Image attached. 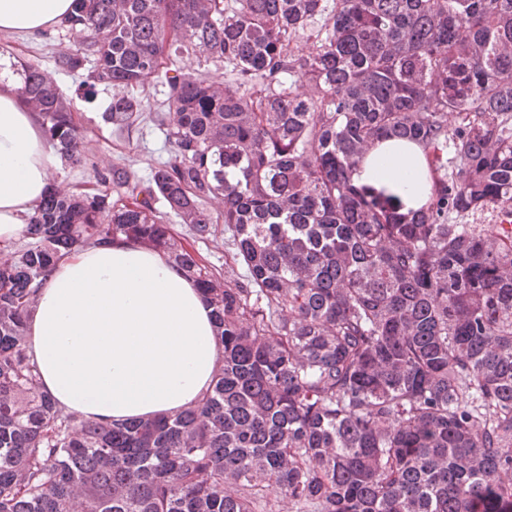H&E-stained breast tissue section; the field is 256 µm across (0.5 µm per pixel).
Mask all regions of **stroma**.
I'll return each mask as SVG.
<instances>
[{
	"instance_id": "obj_1",
	"label": "stroma",
	"mask_w": 512,
	"mask_h": 512,
	"mask_svg": "<svg viewBox=\"0 0 512 512\" xmlns=\"http://www.w3.org/2000/svg\"><path fill=\"white\" fill-rule=\"evenodd\" d=\"M76 47L73 35L55 28L35 37H20L0 32V56L7 64L5 76H15L19 61L38 65L41 72L52 75L55 85L70 104L75 124L82 131L86 153L85 163L66 166L55 162V182L79 186L88 181L93 168L105 169L115 164L126 166L135 179L146 180L152 166L165 157L162 133L148 121L142 122L131 137L118 135L102 114L109 106L114 90L107 84L95 85L89 98L77 96L76 89L88 79V69L67 72L57 68V57L72 52Z\"/></svg>"
}]
</instances>
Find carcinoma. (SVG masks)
Returning <instances> with one entry per match:
<instances>
[{
  "label": "carcinoma",
  "instance_id": "carcinoma-1",
  "mask_svg": "<svg viewBox=\"0 0 512 512\" xmlns=\"http://www.w3.org/2000/svg\"><path fill=\"white\" fill-rule=\"evenodd\" d=\"M63 26L85 38L57 65L94 57L122 134L164 71L167 157L145 181L52 185L0 247V512H279L270 485L288 512H512V0H74ZM20 71L84 162L58 87ZM380 140L422 150L420 208L355 183ZM220 220L224 272L195 248ZM119 238L196 283L224 350L198 403L159 419L66 412L26 353L54 263Z\"/></svg>",
  "mask_w": 512,
  "mask_h": 512
}]
</instances>
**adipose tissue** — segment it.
Instances as JSON below:
<instances>
[{"label":"adipose tissue","mask_w":512,"mask_h":512,"mask_svg":"<svg viewBox=\"0 0 512 512\" xmlns=\"http://www.w3.org/2000/svg\"><path fill=\"white\" fill-rule=\"evenodd\" d=\"M73 0H0V32L32 36L59 24ZM53 157L19 85L0 77V242L17 241L52 183ZM419 148L378 143L354 175L426 200ZM28 353L59 408L121 421L178 413L210 388L222 362L212 309L161 251L123 239L80 248L44 280L28 323Z\"/></svg>","instance_id":"adipose-tissue-1"}]
</instances>
